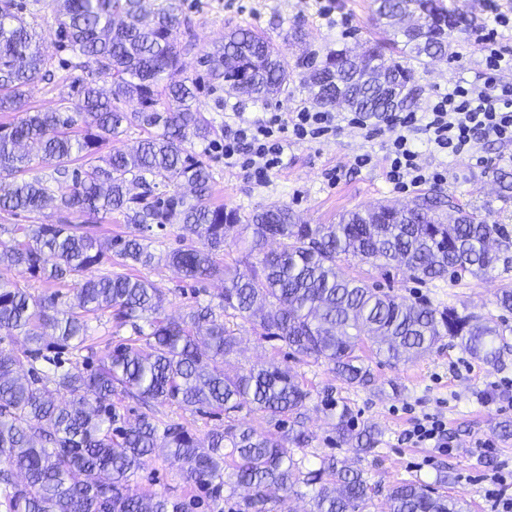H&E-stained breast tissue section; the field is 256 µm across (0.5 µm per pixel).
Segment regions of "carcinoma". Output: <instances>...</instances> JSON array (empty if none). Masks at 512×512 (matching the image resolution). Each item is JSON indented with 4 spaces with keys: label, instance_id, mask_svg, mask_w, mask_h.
I'll use <instances>...</instances> for the list:
<instances>
[{
    "label": "carcinoma",
    "instance_id": "carcinoma-1",
    "mask_svg": "<svg viewBox=\"0 0 512 512\" xmlns=\"http://www.w3.org/2000/svg\"><path fill=\"white\" fill-rule=\"evenodd\" d=\"M385 37L355 50H330L309 65L301 81L313 99L331 106L341 96L351 112L379 117L414 104L415 69L448 54V38L468 35L471 20L445 0H376ZM58 36L69 49L68 67L77 97L52 112L25 108L27 89L44 77L50 56L35 39L15 0H0V112H19L0 124V174L18 180L0 187V211L36 214L49 201L64 216L56 223L14 225L0 240V264L47 282L69 283V307L55 293L34 299L17 283L0 282V335L21 336L27 348H0V506L5 512H197L219 509L228 488L231 512H272L284 496L309 498V512H367L380 484L365 471L330 455L305 466L294 449L308 446L303 430L310 391L288 367L271 360L243 373L224 372V357L237 337L224 318L260 327L262 336L284 342L295 354L330 366L350 388L374 379L368 355L398 363L423 355L447 338L450 345L495 365L507 347L505 330L450 306L407 303L357 278L338 262L357 260L380 271L404 266L421 282L481 278L496 268L501 249L512 245L501 225L490 223L436 194L413 207L381 204L353 209L336 224H301L286 204L254 212L246 228L254 247L270 238L279 250L232 272L218 261L240 223L237 210L210 201L214 172L195 142L215 143V127L193 108L179 41L181 0H51ZM212 81L229 96L267 101L284 93L293 76L288 61L265 34L237 29L205 55ZM111 79L98 87L96 76ZM139 108L128 112L124 104ZM130 128L145 133L128 151L102 146ZM28 142L56 171H72L73 184L55 196L41 180H27ZM182 182L179 190L159 186ZM137 185L139 194H130ZM456 209L447 222L441 208ZM132 226L125 237L103 242L81 231L68 216L93 222L112 213ZM178 222L184 245L165 255L151 250L154 229ZM125 266L165 260L185 277L224 276L217 305L184 317L164 314V295L141 277L86 272L112 256ZM109 313L115 331L126 327L144 341L119 343L93 368L63 358L86 349L89 317ZM149 332H144L140 322ZM29 365L28 376L18 372ZM168 402L183 410L224 413L222 431L198 435L185 426L142 414L130 422L112 403L116 392ZM322 389L321 405L336 418V441L356 453L374 452L377 437L355 427L351 407ZM276 421L282 435L259 432L236 418L243 408ZM183 465L189 493L171 498L134 483L155 455ZM247 494L234 497L236 487ZM389 512H467L462 497L431 485L402 481L388 487Z\"/></svg>",
    "mask_w": 512,
    "mask_h": 512
}]
</instances>
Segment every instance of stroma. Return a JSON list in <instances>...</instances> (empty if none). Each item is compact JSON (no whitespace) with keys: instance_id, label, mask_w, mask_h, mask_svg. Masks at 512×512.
I'll list each match as a JSON object with an SVG mask.
<instances>
[{"instance_id":"stroma-1","label":"stroma","mask_w":512,"mask_h":512,"mask_svg":"<svg viewBox=\"0 0 512 512\" xmlns=\"http://www.w3.org/2000/svg\"><path fill=\"white\" fill-rule=\"evenodd\" d=\"M21 2L25 20L35 27L41 42L52 53L48 76L30 86L26 102L33 109L51 111L61 97L72 93L70 73L63 66L68 54L57 47V25L50 0ZM183 3L184 38L192 43L185 57L187 74L199 83L194 105L219 131L238 116L257 120L270 112L287 114L297 106L312 104L307 88L297 78L290 81L287 94L268 103L253 101L245 95L231 97L223 88L215 86L200 59L223 40L225 32L239 27L260 30L292 64L304 56L319 60L328 50L356 47L381 36L373 18V0H183ZM454 5L474 20L475 35L468 39L453 37L447 59L420 70V94L414 111L424 108L433 91L452 88L460 81L478 83L483 78L484 52L477 38L494 28L492 15L486 8V0H454ZM325 6L349 17V31H342L321 18L320 10ZM297 20L302 22L306 33L301 44L287 39ZM497 31L499 46L512 50V23ZM194 149L203 154L215 172L213 203L237 209L244 219L267 204L280 202L288 204L301 222L333 224L341 213L358 206L406 205L416 197L412 191H395L386 181L382 165L352 169L355 156L366 152L378 155L382 149L380 139L372 140L348 129L319 142L291 144L287 165L270 172L262 182L253 171L226 167L223 155L209 151L207 144L195 143ZM480 153L487 157V164H449L447 183H428L424 189L452 197L465 208L498 222L512 235V200L505 202L499 198L493 177L497 159L512 155V145L486 142L481 144ZM331 170L338 171V182L328 181L326 174ZM340 268L345 276L368 280L407 301L451 306L493 320L503 316L512 326V313L501 314L496 306L499 288L512 282V268H496L481 279L466 277L455 282L433 283L418 282L405 270L385 276L353 260L341 262ZM133 273L162 290L165 313L175 319L196 305L216 301L224 289L223 278L195 281L163 262L136 267ZM229 325L238 338V347L226 358L225 371L232 373L275 360L296 372L311 391L305 420L306 428L313 435L306 449L310 462L329 455L348 460L384 487L401 480L430 483L444 468L449 479L442 488L443 494L464 496L470 512H490L491 504L484 496V474L499 466L512 471V439H502L499 430L501 423H512V401L501 397L512 386V347L505 350L499 365L492 366L444 345L409 362L395 365L371 362L375 376L372 388L350 389L335 383L337 396L348 398L351 403L357 428L369 427L378 434L375 453L360 458L352 448L336 443L334 422L320 405L319 391L325 384L334 383L327 366L292 356L282 341L262 339L258 326L239 319L230 320ZM115 402L131 421L146 412L162 421L183 424L201 435L224 426L223 417L202 416L166 402H156L145 409L124 394L116 396ZM426 413L440 415L445 420L453 453L437 455L432 449L406 441V430ZM479 439L496 444L493 456L480 458L473 454L472 448ZM137 482L141 489L172 497L186 493L189 488L181 463L161 456L147 463L139 472Z\"/></svg>"}]
</instances>
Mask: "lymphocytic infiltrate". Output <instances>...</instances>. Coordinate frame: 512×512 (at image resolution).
<instances>
[{
    "mask_svg": "<svg viewBox=\"0 0 512 512\" xmlns=\"http://www.w3.org/2000/svg\"><path fill=\"white\" fill-rule=\"evenodd\" d=\"M485 61L483 83L461 82L434 92L423 111L383 116L378 129L383 138L382 158L365 153L355 158V166L382 161L388 182L406 190L448 179L447 170L424 164V152L480 164L484 158L477 147L482 142L511 144L512 84L501 81L499 74L512 68V54L491 47ZM346 126L363 130L367 122L356 112L342 116L305 107L287 119L277 112L258 122L241 118L224 126V164L249 168L263 177L283 166L289 140L327 139Z\"/></svg>",
    "mask_w": 512,
    "mask_h": 512,
    "instance_id": "1",
    "label": "lymphocytic infiltrate"
}]
</instances>
